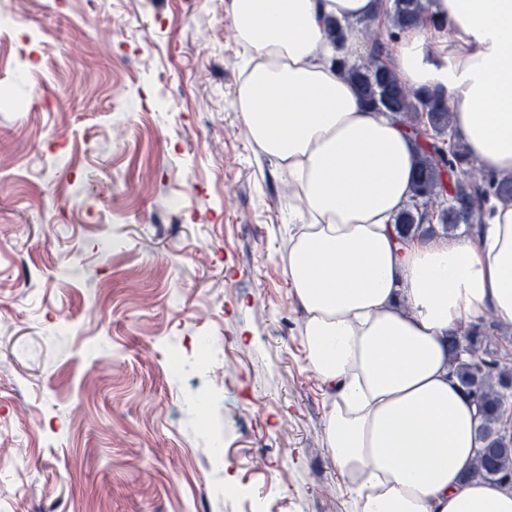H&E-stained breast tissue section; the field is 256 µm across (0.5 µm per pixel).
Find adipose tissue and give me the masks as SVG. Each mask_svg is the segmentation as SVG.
I'll return each mask as SVG.
<instances>
[{
  "label": "adipose tissue",
  "instance_id": "ef3b65f1",
  "mask_svg": "<svg viewBox=\"0 0 512 512\" xmlns=\"http://www.w3.org/2000/svg\"><path fill=\"white\" fill-rule=\"evenodd\" d=\"M392 0H232L248 57L238 102L248 139L286 163L302 202L286 274L307 312L303 343L334 403L326 441L361 475L355 512H512V489L465 479L476 405L452 375L449 331L491 311L512 324V201L481 236L403 238L414 141L336 72L329 23L387 24ZM437 26L406 32L399 81L440 90L472 160L512 176V0H431Z\"/></svg>",
  "mask_w": 512,
  "mask_h": 512
}]
</instances>
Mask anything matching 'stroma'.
<instances>
[{
  "label": "stroma",
  "instance_id": "1",
  "mask_svg": "<svg viewBox=\"0 0 512 512\" xmlns=\"http://www.w3.org/2000/svg\"><path fill=\"white\" fill-rule=\"evenodd\" d=\"M0 9V512H352L231 0Z\"/></svg>",
  "mask_w": 512,
  "mask_h": 512
}]
</instances>
